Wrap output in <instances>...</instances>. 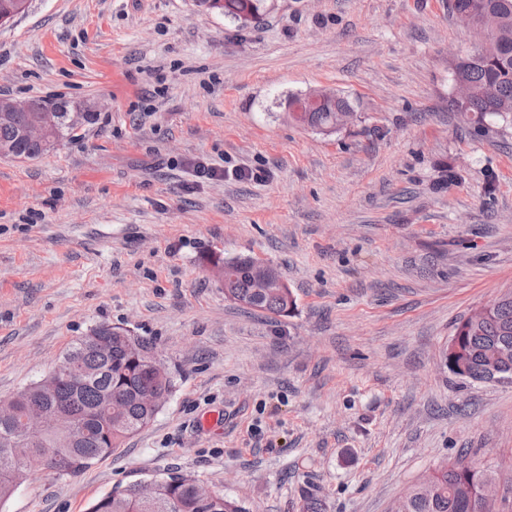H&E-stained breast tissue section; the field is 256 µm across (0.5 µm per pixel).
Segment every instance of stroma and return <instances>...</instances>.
<instances>
[{"instance_id":"35a3bbf8","label":"stroma","mask_w":512,"mask_h":512,"mask_svg":"<svg viewBox=\"0 0 512 512\" xmlns=\"http://www.w3.org/2000/svg\"><path fill=\"white\" fill-rule=\"evenodd\" d=\"M473 42L448 0H268L245 25L194 0H29L0 25V97L97 114L0 157V399L102 323L176 373L115 454L32 472L0 512H87L170 472L250 512H389L460 455L511 480L512 384L442 359L512 289V117L453 106L450 53ZM317 90L352 123L292 121ZM238 255L280 273L289 316L225 298L212 261ZM334 97L335 94L333 92L326 91L305 94L299 97L298 101L292 105L290 112H305L306 115L302 118V122H300L303 126L322 133H332L330 130L336 126V112L345 109L353 110L349 100L336 93V104L334 107L327 106L315 112L311 111L333 100ZM353 117L354 114H349L344 118V123L336 127L339 129L344 127Z\"/></svg>"}]
</instances>
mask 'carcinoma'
Instances as JSON below:
<instances>
[{
    "label": "carcinoma",
    "instance_id": "1",
    "mask_svg": "<svg viewBox=\"0 0 512 512\" xmlns=\"http://www.w3.org/2000/svg\"><path fill=\"white\" fill-rule=\"evenodd\" d=\"M198 6L218 11L234 19L246 11L255 18L266 0H196ZM27 0H0V24L23 13ZM456 12L477 11L495 18L499 35L486 53L473 57L467 52L457 58L453 76L466 81L471 89L469 105L462 108L476 117L477 123L497 116V107H512V0H452ZM50 102L29 100L30 111L19 112L12 122L0 120V144L11 146L9 157L33 159L48 151L39 142L20 137V128L29 116ZM352 109L349 100L336 95V104L308 112L302 125L322 133L336 126V113ZM257 261L250 257L222 260L224 296L242 308L285 316L295 305L291 289L279 282L263 292L256 291L252 272ZM459 345L446 346V367L464 383L491 381L488 367L502 364L500 380L512 379V290L490 303L486 317L475 321L459 320L455 325ZM104 339L109 348L98 351L95 339ZM156 352L152 340L131 330L99 324L77 339L48 377L0 400V503L8 500L28 476L26 461L51 451L59 459L54 472L75 476L94 463L112 455L123 441L148 426L175 389V376L160 377L144 362L143 355ZM118 398L121 409L106 407L109 396ZM44 410L72 416L82 439L67 443L59 434L34 431L24 422L31 410ZM495 480L489 469L478 468L463 455L444 462L433 475L413 485L395 512H482L484 486ZM89 512H248L244 504L227 495L214 499L203 496L183 475L170 473L161 479L159 489L149 498L139 497L134 486L96 501Z\"/></svg>",
    "mask_w": 512,
    "mask_h": 512
}]
</instances>
